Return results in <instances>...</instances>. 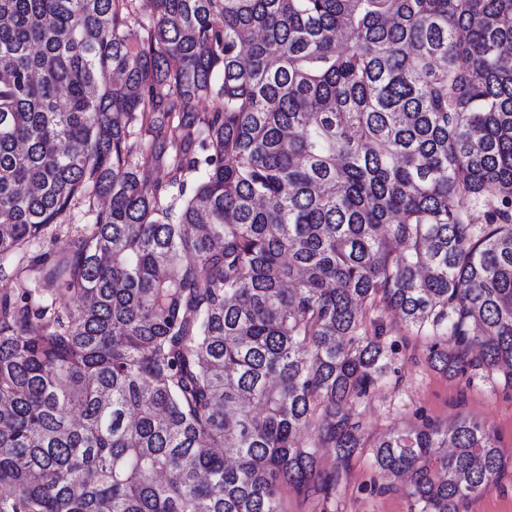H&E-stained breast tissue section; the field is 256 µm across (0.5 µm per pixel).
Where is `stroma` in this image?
Segmentation results:
<instances>
[{"label":"stroma","mask_w":512,"mask_h":512,"mask_svg":"<svg viewBox=\"0 0 512 512\" xmlns=\"http://www.w3.org/2000/svg\"><path fill=\"white\" fill-rule=\"evenodd\" d=\"M381 317L395 341H408V349L392 356L391 370L369 401L356 414L369 437L379 438L413 427L422 418L448 425L465 416L481 422L493 433L504 453L505 475L476 497L466 512H512V390L482 375L448 377L425 361L424 339L406 336L396 312ZM375 470L369 452H362L327 503L298 499L285 492L287 512H415L403 490L373 492Z\"/></svg>","instance_id":"stroma-1"}]
</instances>
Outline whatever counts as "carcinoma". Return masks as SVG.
Segmentation results:
<instances>
[{"mask_svg": "<svg viewBox=\"0 0 512 512\" xmlns=\"http://www.w3.org/2000/svg\"><path fill=\"white\" fill-rule=\"evenodd\" d=\"M383 310L512 389V0H0V512H462L484 426L350 414ZM375 470L367 448L351 462V469L337 488L335 497L327 504L311 499H298L284 490L287 512H416L412 501L405 495V484L398 482L399 489L384 494L372 492Z\"/></svg>", "mask_w": 512, "mask_h": 512, "instance_id": "obj_1", "label": "carcinoma"}]
</instances>
